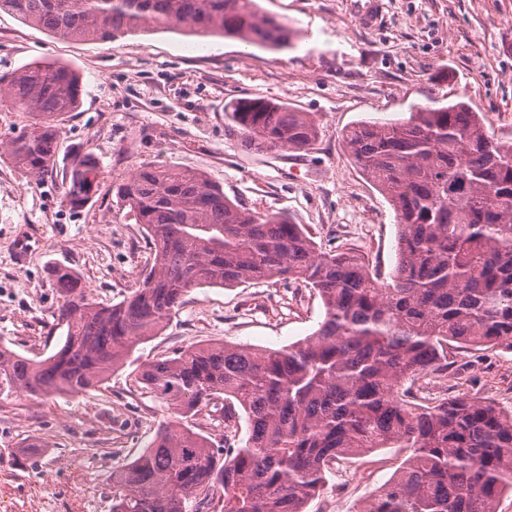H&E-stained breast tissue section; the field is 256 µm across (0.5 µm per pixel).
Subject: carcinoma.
<instances>
[{"label": "carcinoma", "mask_w": 512, "mask_h": 512, "mask_svg": "<svg viewBox=\"0 0 512 512\" xmlns=\"http://www.w3.org/2000/svg\"><path fill=\"white\" fill-rule=\"evenodd\" d=\"M52 34L115 41L183 27L282 49L293 31L256 0H0V11ZM81 78L33 62L0 87V101L33 121L7 142L11 163L35 176L57 168L64 117ZM227 116L255 149H307L312 113L263 97ZM342 142L397 218L389 277L353 248L324 250L285 213L256 215L202 173L143 165L117 187L143 226L152 266L112 306L94 302L71 270H52L62 330L39 361L0 346V397L78 395L158 335L194 288L291 280L314 289L325 314L312 336L279 349L192 344L146 364L140 383L175 419L112 474V512H307L330 465L375 448L411 454L359 512H498L512 494V412L489 398L415 402L413 384L448 369V346L512 352V142L493 138L459 101L396 122L359 121ZM100 165L74 152L66 198L80 207ZM202 407L246 437L217 441L184 420Z\"/></svg>", "instance_id": "cac0c4a2"}]
</instances>
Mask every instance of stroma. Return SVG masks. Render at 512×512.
Masks as SVG:
<instances>
[{
	"label": "stroma",
	"instance_id": "stroma-1",
	"mask_svg": "<svg viewBox=\"0 0 512 512\" xmlns=\"http://www.w3.org/2000/svg\"><path fill=\"white\" fill-rule=\"evenodd\" d=\"M258 2L295 29L290 47L176 31L79 41L0 12V77L39 61L67 64L81 77L57 169L43 177L6 156L7 140L32 117L0 103V345L35 360L56 351L52 267L73 269L105 306L141 286L150 250L114 190L139 166L204 173L251 212H288L320 247H357L386 275L395 265V213L353 164L343 130L463 101L491 136L512 142V0H381L370 29L350 0ZM248 97L313 113L317 140L305 151L245 146L228 130L224 109ZM72 149L93 153L101 166L97 191L79 208L65 197ZM323 318L320 298L294 281L195 288L165 330L102 384L43 401L22 392L0 398V512H112L113 473L173 417L139 383L144 364L192 343L278 349L309 336ZM421 385L438 396L489 397L512 411V352H452L447 377ZM31 444L38 451L24 459ZM407 455L382 448L333 464L309 512H359Z\"/></svg>",
	"mask_w": 512,
	"mask_h": 512
}]
</instances>
